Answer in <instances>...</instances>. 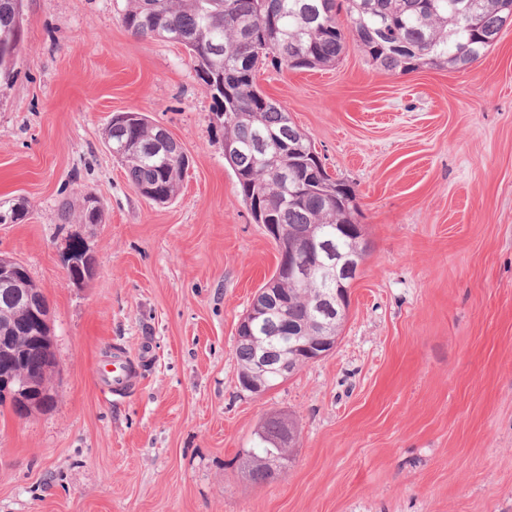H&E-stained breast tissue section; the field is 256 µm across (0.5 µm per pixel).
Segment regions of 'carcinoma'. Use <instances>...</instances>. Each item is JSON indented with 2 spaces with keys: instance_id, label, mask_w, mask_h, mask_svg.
I'll list each match as a JSON object with an SVG mask.
<instances>
[{
  "instance_id": "obj_1",
  "label": "carcinoma",
  "mask_w": 512,
  "mask_h": 512,
  "mask_svg": "<svg viewBox=\"0 0 512 512\" xmlns=\"http://www.w3.org/2000/svg\"><path fill=\"white\" fill-rule=\"evenodd\" d=\"M22 0H0V45L18 39ZM349 17L344 28L340 11ZM506 0H126L122 22L137 37L177 35L189 51L197 79L215 104V126L224 142L237 148L224 156L237 180L240 196L254 211L260 197L272 223L283 224L288 244L305 243L312 225L324 229L337 249L366 253L361 242L336 234L351 213L343 195L350 185L326 170L308 165L312 145L290 113L258 88L256 72L267 62L291 69L329 67L340 60L353 38L369 60L391 73L451 67L466 70L498 40L508 20ZM164 129L148 116L128 113L122 123L105 130V145L122 149L136 191L154 204H167L178 194L190 161L163 142ZM288 296V316L301 326L326 322L313 298L336 288L322 271L298 288L277 285ZM256 335L281 352L277 320L266 319ZM20 365L33 367L40 352L32 337L15 336ZM238 379H253L255 348L237 342ZM280 420H262L254 447L243 464L255 483L266 482L272 462L290 459L291 448H274L263 438L277 435Z\"/></svg>"
}]
</instances>
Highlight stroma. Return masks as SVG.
Wrapping results in <instances>:
<instances>
[{
    "label": "stroma",
    "mask_w": 512,
    "mask_h": 512,
    "mask_svg": "<svg viewBox=\"0 0 512 512\" xmlns=\"http://www.w3.org/2000/svg\"><path fill=\"white\" fill-rule=\"evenodd\" d=\"M125 0H24L0 80V254L50 305L60 371L41 411L0 407V512H512V22L470 69L392 74L355 43L327 69H261L355 194L365 260L333 351L260 396L236 328L279 247L254 223L187 50L137 38ZM165 128L190 167L143 199L104 144L112 116ZM97 198L101 223L63 224ZM84 239L97 270L62 261ZM139 377L109 394L113 354ZM294 421L267 483L241 465ZM280 428V420L270 417L263 419L254 435V447L244 453L243 464L250 479L255 483L266 482L271 475L270 462L280 464L290 459L293 448H274L262 441L264 437L276 436Z\"/></svg>",
    "instance_id": "stroma-1"
}]
</instances>
